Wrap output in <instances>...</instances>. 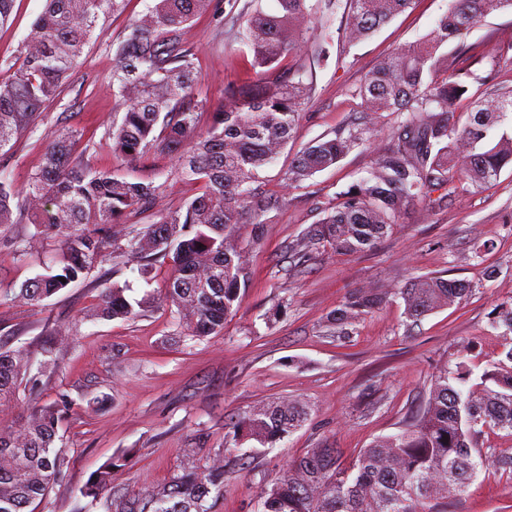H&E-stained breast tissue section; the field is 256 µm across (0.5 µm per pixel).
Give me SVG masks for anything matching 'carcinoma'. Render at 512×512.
<instances>
[{"label":"carcinoma","instance_id":"cac0c4a2","mask_svg":"<svg viewBox=\"0 0 512 512\" xmlns=\"http://www.w3.org/2000/svg\"><path fill=\"white\" fill-rule=\"evenodd\" d=\"M130 0H45V8L22 46L23 65L0 81V152L38 126L41 111L60 100L84 47L102 17L121 14ZM215 0H150L128 25L116 48L112 88L121 101V119L104 133L105 145L126 162L157 150L176 159L170 176L201 185V192L176 210L141 224L133 217L154 207L165 183L133 181L90 165L74 155L84 131H47L42 160L25 187L0 173V225L34 224L37 234L58 239V254L18 288L0 290V299L35 305L68 288L118 252L136 260V272L152 279L158 265L171 262L164 296L175 308L180 335L191 341L224 332L251 279L242 230L256 236L262 217L277 202L264 188L265 170L287 150L299 113L315 92V65L332 39L338 8L345 25L340 42L351 47L370 38L416 0H227L236 26L230 42L252 53L253 76L224 88L225 108L210 113L200 128L201 75L194 46L184 28L211 9ZM512 10V0H450L448 11L419 43L384 58L354 91L356 112L332 137H322L295 153L285 182H302L336 165L361 144L373 148L367 176L341 193L335 207L310 225L290 257L300 260L319 248L340 255L373 250L393 233L401 216L445 183L458 178L477 188L497 181L512 165V134L494 130L512 117V87L456 69L440 48L459 40L494 11ZM295 56L294 65L285 59ZM476 83L480 94L470 96ZM389 112L396 125L381 136L379 116ZM473 285L443 273L417 277L392 292L359 288L345 297L329 320L338 336L359 317L402 299L407 318L459 304ZM129 285L103 289L92 307L95 319L143 316L153 308L150 293L132 298ZM500 331V358L479 379L464 352L431 378L422 406L398 433L380 437L350 466L333 448H312L293 459L281 478L261 489L262 512H438L460 499L479 472L512 474V456L480 447L481 435L497 429L512 435V306L492 312ZM57 359H44L31 373L25 350L0 346V407L10 405L23 385L36 386L53 373ZM71 400L61 393L16 427L0 428V512H31L51 486L65 476L67 460L55 448L58 429ZM307 418L297 400L254 407L235 425L234 440L273 448ZM191 459L160 489L147 490L129 504L111 502L109 512H210L207 499L224 489L226 453ZM111 458L94 472L81 497L97 499L112 486Z\"/></svg>","mask_w":512,"mask_h":512}]
</instances>
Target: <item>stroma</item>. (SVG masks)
I'll list each match as a JSON object with an SVG mask.
<instances>
[{
    "mask_svg": "<svg viewBox=\"0 0 512 512\" xmlns=\"http://www.w3.org/2000/svg\"><path fill=\"white\" fill-rule=\"evenodd\" d=\"M45 0H16L12 17L0 25V79L20 66V44L42 13ZM146 0H130L124 15L108 17L84 49L60 102L48 106L39 131L71 125L101 139L117 114L110 88L115 50L131 17ZM448 0H416L370 40L340 56L339 40L324 46L315 69L316 90L300 114L291 145L301 149L332 136L360 108L355 89L392 51L417 42L435 26ZM234 20L206 14L189 31L202 75L200 98L205 112L224 104V88L243 78L251 54L230 49L227 32ZM458 55L446 45L455 68L478 75L494 73L512 86V12L481 19ZM41 146L20 138L0 156L15 186H23L40 162ZM96 167L129 179L161 181L172 169L171 155L155 151L129 164L109 149L87 153ZM373 154L353 149L336 166L303 182L283 185L287 157L265 173L268 192L280 200L270 211L258 240L248 242L253 279L224 333L201 341L174 336L173 309L160 296L159 280L146 285L133 274V261L114 258L96 267L70 288L37 305L0 302V343L27 349L40 361L51 329H67L57 342L58 366L31 393L20 390L12 406L0 408V426L18 424L35 407L69 394L72 407L59 431L58 447L68 461L65 476L35 506V512H70L90 475L113 456L125 457L112 472V491L102 494L89 512H107L111 500H129L146 488L166 483L186 465L183 449L209 452L235 448L224 474V494L213 512H259L262 487L280 478L288 462L308 449H338L350 462L378 437L398 432L405 417L422 402L433 374L466 345L471 365L482 372L498 359L502 341L489 331L494 308L512 305V168L503 169L487 189L453 184L442 200L415 204L394 233L373 250L357 256L312 253L290 270L288 247L320 220L338 194L365 175ZM31 224L0 226V286L19 287L44 271L56 254L52 237L36 241L24 260L11 244L34 233ZM471 281L474 291L462 303L410 323L401 300L367 314L343 338L327 335L326 321L343 299L358 288H401L413 278L436 272ZM130 283L134 297L155 293V306L128 320H92L87 316L103 283ZM277 322L267 316L277 305ZM307 403L304 425L274 448L252 453L251 443L235 445L233 426L254 406L279 399ZM449 512H512V480L478 474Z\"/></svg>",
    "mask_w": 512,
    "mask_h": 512,
    "instance_id": "1",
    "label": "stroma"
}]
</instances>
